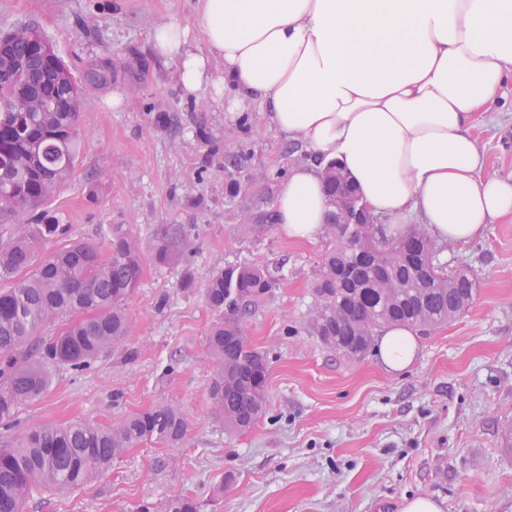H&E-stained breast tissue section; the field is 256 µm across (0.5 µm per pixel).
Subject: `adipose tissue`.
<instances>
[{
    "instance_id": "obj_1",
    "label": "adipose tissue",
    "mask_w": 512,
    "mask_h": 512,
    "mask_svg": "<svg viewBox=\"0 0 512 512\" xmlns=\"http://www.w3.org/2000/svg\"><path fill=\"white\" fill-rule=\"evenodd\" d=\"M195 10L203 47L173 23L153 35L185 92L227 91L231 115L265 97L269 124L312 155L275 201L288 236L325 224L331 162L398 231L417 217L435 240L458 243L512 218V175L481 177L471 132L512 84V0H197ZM377 352L404 370L412 329H384Z\"/></svg>"
}]
</instances>
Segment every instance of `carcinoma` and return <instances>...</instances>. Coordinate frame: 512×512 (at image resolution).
I'll return each instance as SVG.
<instances>
[{"instance_id": "obj_1", "label": "carcinoma", "mask_w": 512, "mask_h": 512, "mask_svg": "<svg viewBox=\"0 0 512 512\" xmlns=\"http://www.w3.org/2000/svg\"><path fill=\"white\" fill-rule=\"evenodd\" d=\"M0 75V107L28 90L45 103L40 112H0V214H23L42 205L69 178L79 158L83 88L68 67L47 70L40 82L18 44ZM90 85L112 84L108 61H91ZM49 217L18 224L0 239V425L10 430L21 405L37 398L60 366L90 368L104 351L129 335L128 298L143 272L142 250L131 231L115 224L97 243L74 242L39 260L37 244L63 234ZM327 247L312 288L308 331L327 348L360 359L386 326L427 331L455 317L472 302L476 281L448 271L439 249L419 224L391 235L383 224L323 225ZM182 239L162 227L152 258L177 263ZM275 285L270 272L241 264L217 269L205 296L210 307L233 315ZM59 320L64 327L46 339L39 330ZM214 375L209 396L224 430L240 433L267 410V362L231 319L211 328ZM187 431L182 411L168 403L102 427L85 420L65 426H31L0 443V512H23L34 494L83 486L112 460L142 443L178 445ZM143 512H201L188 495L171 497Z\"/></svg>"}]
</instances>
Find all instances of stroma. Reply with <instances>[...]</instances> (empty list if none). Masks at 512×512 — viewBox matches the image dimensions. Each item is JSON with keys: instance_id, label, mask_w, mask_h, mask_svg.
I'll return each mask as SVG.
<instances>
[{"instance_id": "stroma-1", "label": "stroma", "mask_w": 512, "mask_h": 512, "mask_svg": "<svg viewBox=\"0 0 512 512\" xmlns=\"http://www.w3.org/2000/svg\"><path fill=\"white\" fill-rule=\"evenodd\" d=\"M195 0H0V31L43 34L82 79L87 62L118 63L112 85L84 87L81 152L46 204L66 225L41 241L48 255L95 243L115 224L150 250L159 225L181 229L185 254L144 258L127 302L130 334L77 374L54 370L48 390L18 414L20 427L83 419L108 426L160 402L188 420L177 446L129 449L91 484L34 494L24 512H142L175 495L203 512H401L423 496L441 512H512V221L443 245L440 261L478 280L473 302L417 335L414 363L389 371L375 351L352 360L305 329L324 247L267 222L289 169L310 155L271 127L268 104L227 120L211 88L188 97L176 64L158 56L156 26L175 23L201 44ZM483 176L512 175V92L472 129ZM255 264L275 277L240 322L269 363L267 411L225 432L209 388L207 345L219 314L205 288L219 267Z\"/></svg>"}]
</instances>
